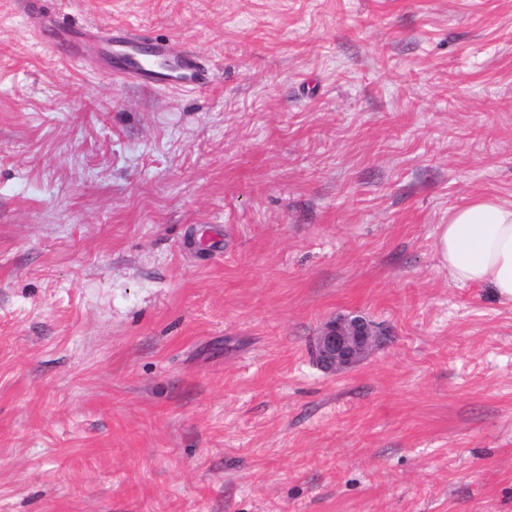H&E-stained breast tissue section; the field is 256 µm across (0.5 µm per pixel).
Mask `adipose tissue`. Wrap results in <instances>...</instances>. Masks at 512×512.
<instances>
[{
  "mask_svg": "<svg viewBox=\"0 0 512 512\" xmlns=\"http://www.w3.org/2000/svg\"><path fill=\"white\" fill-rule=\"evenodd\" d=\"M435 249L455 284L484 286L512 301V205L474 198L439 225Z\"/></svg>",
  "mask_w": 512,
  "mask_h": 512,
  "instance_id": "ef3b65f1",
  "label": "adipose tissue"
}]
</instances>
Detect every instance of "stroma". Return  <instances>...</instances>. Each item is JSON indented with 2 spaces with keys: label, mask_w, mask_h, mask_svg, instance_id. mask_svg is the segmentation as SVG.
Wrapping results in <instances>:
<instances>
[{
  "label": "stroma",
  "mask_w": 512,
  "mask_h": 512,
  "mask_svg": "<svg viewBox=\"0 0 512 512\" xmlns=\"http://www.w3.org/2000/svg\"><path fill=\"white\" fill-rule=\"evenodd\" d=\"M0 0V512H512V301L438 225L512 201V0ZM383 344L327 373L321 328ZM40 28L69 31L79 38L97 41L102 50L101 62L112 63V74L131 84L142 87L190 86L205 90L213 82V73L201 55L190 47H176L170 39H156L144 46L138 34L126 27L98 26L82 31L65 29L64 21L36 15Z\"/></svg>",
  "instance_id": "stroma-1"
}]
</instances>
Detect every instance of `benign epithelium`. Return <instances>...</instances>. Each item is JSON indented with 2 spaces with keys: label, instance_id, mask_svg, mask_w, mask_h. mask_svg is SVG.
<instances>
[{
  "label": "benign epithelium",
  "instance_id": "7a95c632",
  "mask_svg": "<svg viewBox=\"0 0 512 512\" xmlns=\"http://www.w3.org/2000/svg\"><path fill=\"white\" fill-rule=\"evenodd\" d=\"M381 336V330L362 317L339 318L330 322L314 342L318 365L334 373L347 369L372 350Z\"/></svg>",
  "mask_w": 512,
  "mask_h": 512
}]
</instances>
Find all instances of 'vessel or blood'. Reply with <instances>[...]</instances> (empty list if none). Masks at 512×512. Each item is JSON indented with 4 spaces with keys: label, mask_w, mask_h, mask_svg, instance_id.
Here are the masks:
<instances>
[{
    "label": "vessel or blood",
    "mask_w": 512,
    "mask_h": 512,
    "mask_svg": "<svg viewBox=\"0 0 512 512\" xmlns=\"http://www.w3.org/2000/svg\"><path fill=\"white\" fill-rule=\"evenodd\" d=\"M83 37L97 41L102 64L111 66L115 77L142 87H210L213 73L193 48L176 46L172 40L157 39L143 45L138 34L125 27L98 26L86 29Z\"/></svg>",
    "instance_id": "b4317fda"
}]
</instances>
